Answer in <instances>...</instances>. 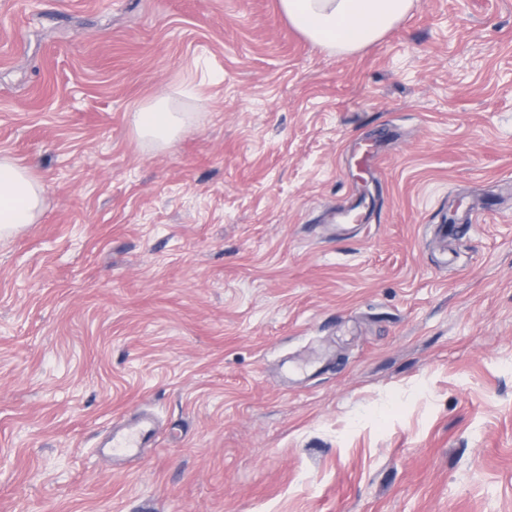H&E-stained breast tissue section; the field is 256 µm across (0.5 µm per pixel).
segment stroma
<instances>
[{"mask_svg":"<svg viewBox=\"0 0 512 512\" xmlns=\"http://www.w3.org/2000/svg\"><path fill=\"white\" fill-rule=\"evenodd\" d=\"M358 141L375 218L334 224ZM0 152L44 188L0 237V512H512V0L345 56L279 0H0ZM131 124L140 137L161 147L169 146L184 128L183 118L170 110L166 96H158L153 102L135 109ZM156 423L151 414L142 413L128 423L112 426L108 441L100 448H111L107 454L114 458H127L137 455L156 437Z\"/></svg>","mask_w":512,"mask_h":512,"instance_id":"stroma-1","label":"stroma"}]
</instances>
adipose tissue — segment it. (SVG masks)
<instances>
[{"mask_svg":"<svg viewBox=\"0 0 512 512\" xmlns=\"http://www.w3.org/2000/svg\"><path fill=\"white\" fill-rule=\"evenodd\" d=\"M282 13L310 42L333 55H351L383 38L402 22L415 0H279ZM136 133L156 145H170L184 128L165 97L135 109ZM43 188L28 169L0 155V235L35 223Z\"/></svg>","mask_w":512,"mask_h":512,"instance_id":"ef3b65f1","label":"adipose tissue"}]
</instances>
